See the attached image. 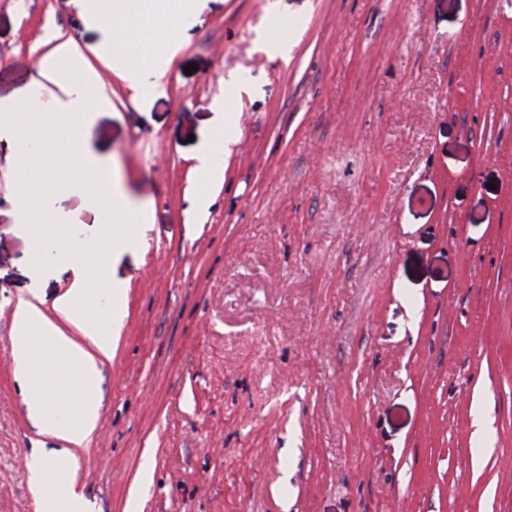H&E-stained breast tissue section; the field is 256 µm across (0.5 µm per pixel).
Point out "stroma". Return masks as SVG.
I'll return each instance as SVG.
<instances>
[{
  "instance_id": "stroma-1",
  "label": "stroma",
  "mask_w": 512,
  "mask_h": 512,
  "mask_svg": "<svg viewBox=\"0 0 512 512\" xmlns=\"http://www.w3.org/2000/svg\"><path fill=\"white\" fill-rule=\"evenodd\" d=\"M184 29L141 94L77 0H0V99L76 40L112 98L91 138L147 211L108 272L90 512H512V0H205ZM13 169L1 142L0 512H39L26 463L56 442L11 355ZM57 205L77 241L107 222ZM230 143L224 140V126L213 130L209 140L196 153L197 171L204 183H215L222 180L224 146Z\"/></svg>"
}]
</instances>
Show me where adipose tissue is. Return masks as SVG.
Instances as JSON below:
<instances>
[{
	"label": "adipose tissue",
	"instance_id": "ef3b65f1",
	"mask_svg": "<svg viewBox=\"0 0 512 512\" xmlns=\"http://www.w3.org/2000/svg\"><path fill=\"white\" fill-rule=\"evenodd\" d=\"M200 6L201 0H80V13L99 33L97 49L140 90L144 73H167L182 45L181 21ZM47 78L61 93L43 112L34 102ZM111 108V97L99 90L96 71L72 39L45 56L39 79L19 97L0 101V142L14 149L19 228L35 251L52 246L54 266L71 274L70 288L53 300H46L43 289H30L14 317L12 353L27 411L40 433L60 444L56 458L29 464L40 512L89 510L74 471L98 425L99 371L112 357L123 299L107 270L113 256L137 246L136 229L145 218L144 208L110 177L108 159L88 137L100 113ZM62 192L81 195L90 210L112 217L89 260L77 258L68 218L56 206Z\"/></svg>",
	"mask_w": 512,
	"mask_h": 512
}]
</instances>
